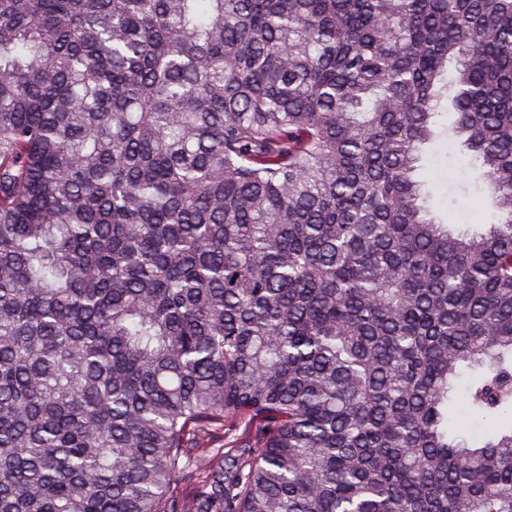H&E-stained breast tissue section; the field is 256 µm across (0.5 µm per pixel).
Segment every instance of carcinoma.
Wrapping results in <instances>:
<instances>
[{
	"instance_id": "carcinoma-1",
	"label": "carcinoma",
	"mask_w": 512,
	"mask_h": 512,
	"mask_svg": "<svg viewBox=\"0 0 512 512\" xmlns=\"http://www.w3.org/2000/svg\"><path fill=\"white\" fill-rule=\"evenodd\" d=\"M0 512H512V0H0ZM419 165V176L427 181L430 192L431 214L439 220L448 215V210L457 217L464 215V221L449 226L454 235L471 233L492 222L487 184L477 179L478 173L467 167L458 152L448 149V140L432 144ZM462 169L466 174L461 175ZM463 189L467 190L466 195Z\"/></svg>"
}]
</instances>
